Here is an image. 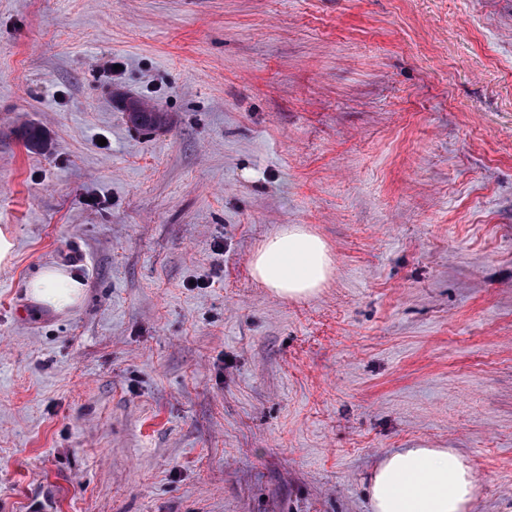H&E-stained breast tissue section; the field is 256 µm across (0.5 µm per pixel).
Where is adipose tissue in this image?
Wrapping results in <instances>:
<instances>
[{
	"label": "adipose tissue",
	"instance_id": "adipose-tissue-1",
	"mask_svg": "<svg viewBox=\"0 0 512 512\" xmlns=\"http://www.w3.org/2000/svg\"><path fill=\"white\" fill-rule=\"evenodd\" d=\"M253 276L274 294L299 298L316 292L332 273L329 247L300 224L282 226L250 259ZM37 304L62 312L79 305L82 277L56 265L29 280ZM476 478L451 448H404L387 454L369 479L372 512H470Z\"/></svg>",
	"mask_w": 512,
	"mask_h": 512
}]
</instances>
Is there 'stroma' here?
I'll return each instance as SVG.
<instances>
[{
    "label": "stroma",
    "instance_id": "obj_1",
    "mask_svg": "<svg viewBox=\"0 0 512 512\" xmlns=\"http://www.w3.org/2000/svg\"><path fill=\"white\" fill-rule=\"evenodd\" d=\"M0 226V512H372L402 448L512 512V0H0ZM250 266L258 281L286 298L315 293L333 270L326 242L302 224H286L264 240ZM27 293L34 302L57 312L79 305L85 294L82 277L65 267L49 265L29 280Z\"/></svg>",
    "mask_w": 512,
    "mask_h": 512
}]
</instances>
